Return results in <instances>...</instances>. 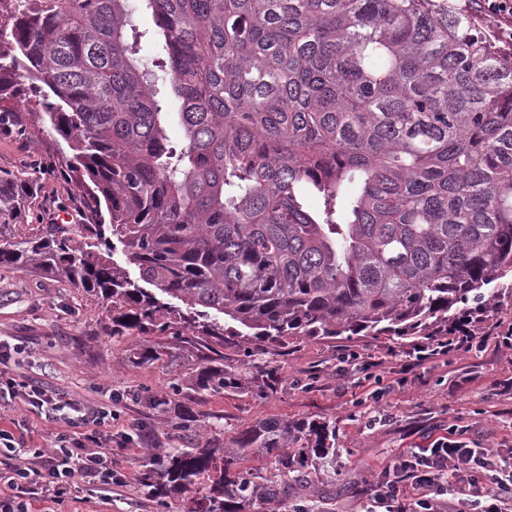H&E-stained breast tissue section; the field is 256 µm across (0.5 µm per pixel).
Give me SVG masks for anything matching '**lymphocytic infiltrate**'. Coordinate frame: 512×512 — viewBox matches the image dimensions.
Segmentation results:
<instances>
[{"instance_id":"1","label":"lymphocytic infiltrate","mask_w":512,"mask_h":512,"mask_svg":"<svg viewBox=\"0 0 512 512\" xmlns=\"http://www.w3.org/2000/svg\"><path fill=\"white\" fill-rule=\"evenodd\" d=\"M0 339V404L58 422L52 451L27 445L0 425V512H29L32 500L57 503L83 492L108 504L127 475L112 463V408L80 401L11 365ZM368 498L385 512H446L451 501L469 512H512V451L472 447L467 431L450 427L432 447L410 451L373 484Z\"/></svg>"}]
</instances>
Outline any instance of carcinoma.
Wrapping results in <instances>:
<instances>
[{"label":"carcinoma","mask_w":512,"mask_h":512,"mask_svg":"<svg viewBox=\"0 0 512 512\" xmlns=\"http://www.w3.org/2000/svg\"><path fill=\"white\" fill-rule=\"evenodd\" d=\"M0 1V102L38 98L82 214L1 242L0 265L111 300L112 335L190 331L249 358L290 336L433 340L512 304V60L448 0ZM34 191L1 176L0 212ZM194 384L240 378L207 366ZM254 448L278 479L233 469ZM313 461L336 469L334 427L270 420L159 455L141 483L212 472L200 512H266Z\"/></svg>","instance_id":"cac0c4a2"}]
</instances>
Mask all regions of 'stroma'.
<instances>
[{
  "label": "stroma",
  "instance_id": "35a3bbf8",
  "mask_svg": "<svg viewBox=\"0 0 512 512\" xmlns=\"http://www.w3.org/2000/svg\"><path fill=\"white\" fill-rule=\"evenodd\" d=\"M13 107L26 120L0 130V171L33 174L38 191L25 200L21 216L0 215L5 241L38 237L58 211L78 207L51 169L69 155L66 140L32 115V102ZM111 329L112 306L102 297L30 266H0V336L16 345V363L78 399L123 398L112 422V458L129 485L112 512H193L211 483L204 474L164 500L147 494L141 477L151 454L137 439L142 432L152 436V447L172 451L228 447L239 432L267 420L329 421L336 426L335 478L314 473L306 485L288 488V504L305 501L308 512H366V490L377 476L453 424L467 427L476 446L512 448V393L494 388L512 377V348L493 336L480 350L417 366L411 344L392 339L298 336L277 355L249 360L230 343L215 354L192 335L178 342L154 334L141 340L114 336ZM147 343L160 346L159 359H140ZM354 352L370 358L372 369L351 360ZM218 355L225 370L239 374V389H196L193 378ZM145 394L166 399L165 409L146 406Z\"/></svg>",
  "mask_w": 512,
  "mask_h": 512
}]
</instances>
